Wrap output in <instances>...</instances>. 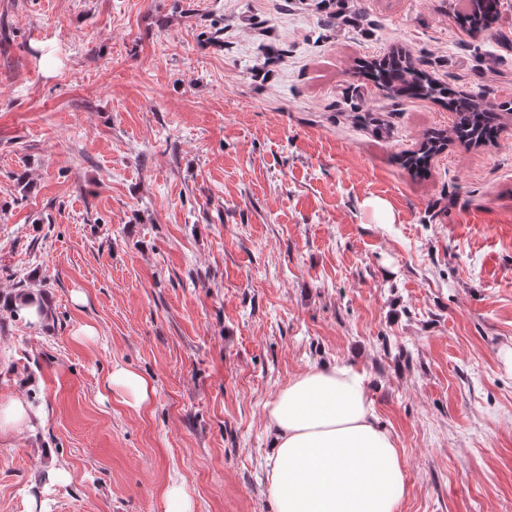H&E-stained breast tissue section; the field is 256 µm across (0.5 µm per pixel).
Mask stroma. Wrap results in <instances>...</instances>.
<instances>
[{
    "mask_svg": "<svg viewBox=\"0 0 512 512\" xmlns=\"http://www.w3.org/2000/svg\"><path fill=\"white\" fill-rule=\"evenodd\" d=\"M464 4L0 0V398L34 410L0 512H164L175 483L273 512L266 406L337 362L396 440L398 512H512V112L415 177L454 113L359 72L402 47L512 102V0L477 37ZM117 364L148 407L101 399Z\"/></svg>",
    "mask_w": 512,
    "mask_h": 512,
    "instance_id": "1",
    "label": "stroma"
}]
</instances>
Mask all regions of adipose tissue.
Wrapping results in <instances>:
<instances>
[{
  "label": "adipose tissue",
  "instance_id": "1",
  "mask_svg": "<svg viewBox=\"0 0 512 512\" xmlns=\"http://www.w3.org/2000/svg\"><path fill=\"white\" fill-rule=\"evenodd\" d=\"M106 389L137 409L154 394L151 380L123 366L113 367ZM267 419L274 512H397L404 493L400 452L378 425L357 367L327 364L291 377Z\"/></svg>",
  "mask_w": 512,
  "mask_h": 512
}]
</instances>
